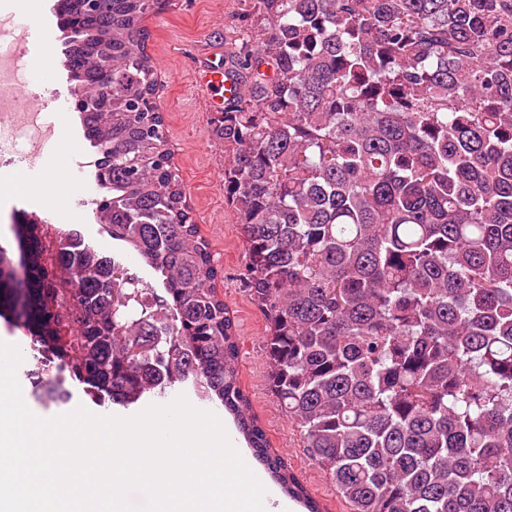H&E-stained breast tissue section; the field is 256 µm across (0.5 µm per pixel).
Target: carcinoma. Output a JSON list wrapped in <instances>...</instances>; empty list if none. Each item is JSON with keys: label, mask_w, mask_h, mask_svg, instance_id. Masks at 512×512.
<instances>
[{"label": "carcinoma", "mask_w": 512, "mask_h": 512, "mask_svg": "<svg viewBox=\"0 0 512 512\" xmlns=\"http://www.w3.org/2000/svg\"><path fill=\"white\" fill-rule=\"evenodd\" d=\"M238 93L212 117L263 314L266 386L351 512H512V0H241ZM161 0H58L101 155L97 217L140 286L75 230L31 327V395L131 407L188 380L282 493L321 512L239 381V338L164 149L145 19Z\"/></svg>", "instance_id": "carcinoma-1"}]
</instances>
